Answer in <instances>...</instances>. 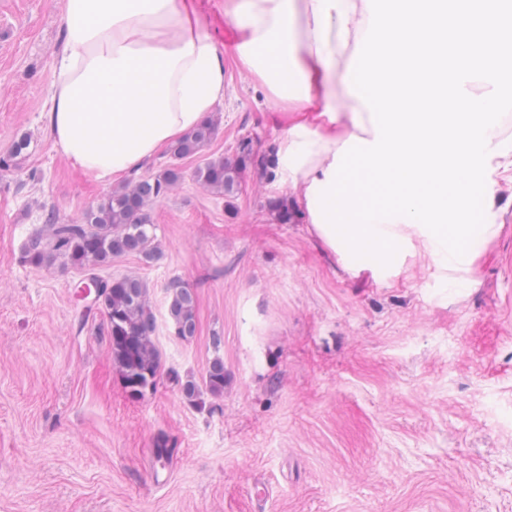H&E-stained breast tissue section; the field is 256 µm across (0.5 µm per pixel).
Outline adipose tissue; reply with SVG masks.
Here are the masks:
<instances>
[{
    "instance_id": "adipose-tissue-1",
    "label": "adipose tissue",
    "mask_w": 512,
    "mask_h": 512,
    "mask_svg": "<svg viewBox=\"0 0 512 512\" xmlns=\"http://www.w3.org/2000/svg\"><path fill=\"white\" fill-rule=\"evenodd\" d=\"M366 2L224 0L236 29L228 52L278 102L276 183L304 206L346 140L376 136L361 98L336 101L368 28ZM228 52L204 29L198 0H64L47 114L55 143L84 173L123 178L223 103ZM383 229L410 239L446 287H463L467 265L417 226Z\"/></svg>"
}]
</instances>
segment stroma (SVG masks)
<instances>
[{
    "mask_svg": "<svg viewBox=\"0 0 512 512\" xmlns=\"http://www.w3.org/2000/svg\"><path fill=\"white\" fill-rule=\"evenodd\" d=\"M61 12L0 0V512H512V181L498 178L500 230L468 287L441 288L419 254L387 283L351 275L259 170L231 197L193 180L241 136L276 146L273 98L228 64L214 138L136 172H183L149 209L160 259L100 271L149 286L162 367L133 394L104 313L83 310V272L21 258L42 210L78 222L113 190L46 124ZM174 279L197 298L189 340L168 321ZM217 355L223 395L190 404L174 375L203 377Z\"/></svg>",
    "mask_w": 512,
    "mask_h": 512,
    "instance_id": "1",
    "label": "stroma"
}]
</instances>
